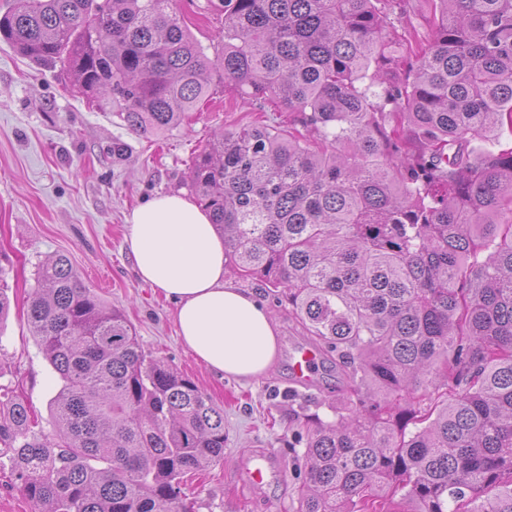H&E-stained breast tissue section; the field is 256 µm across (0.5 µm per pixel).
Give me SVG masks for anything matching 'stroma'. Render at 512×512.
Returning <instances> with one entry per match:
<instances>
[{"mask_svg": "<svg viewBox=\"0 0 512 512\" xmlns=\"http://www.w3.org/2000/svg\"><path fill=\"white\" fill-rule=\"evenodd\" d=\"M194 37L214 54L224 26L218 0H178ZM256 120L287 126L284 112H262L250 103L228 109L223 95L201 105L190 124L143 138L90 108L77 93L66 62L44 67L0 41V273L10 308L0 317V385L15 390L37 427L53 430L51 399L61 384L40 354L27 323V299L39 264L66 254L83 283L135 326L148 356L188 376L224 410V457L187 475L183 491L194 512H295L296 493L308 463L298 441L305 413L327 415L336 401V379L320 374L303 387L293 383L289 356L308 344L306 331L257 279L227 271L226 282L269 310L280 336V354L262 377L220 378L180 343L175 305L140 281L124 245L132 211L156 195L185 191L189 163L215 134ZM127 147L112 155L113 143ZM272 452L281 477L260 490L245 481L249 458Z\"/></svg>", "mask_w": 512, "mask_h": 512, "instance_id": "stroma-1", "label": "stroma"}]
</instances>
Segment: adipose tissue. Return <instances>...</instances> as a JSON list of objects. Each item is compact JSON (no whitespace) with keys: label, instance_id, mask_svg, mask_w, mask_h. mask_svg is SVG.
<instances>
[{"label":"adipose tissue","instance_id":"obj_1","mask_svg":"<svg viewBox=\"0 0 512 512\" xmlns=\"http://www.w3.org/2000/svg\"><path fill=\"white\" fill-rule=\"evenodd\" d=\"M126 243L139 278L175 302L177 333L198 361L222 377L268 372L278 354L276 326L265 307L225 282L224 240L186 194L137 207Z\"/></svg>","mask_w":512,"mask_h":512}]
</instances>
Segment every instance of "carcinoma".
Wrapping results in <instances>:
<instances>
[{"label":"carcinoma","instance_id":"obj_1","mask_svg":"<svg viewBox=\"0 0 512 512\" xmlns=\"http://www.w3.org/2000/svg\"><path fill=\"white\" fill-rule=\"evenodd\" d=\"M220 0L210 58L173 0H14L0 39L66 59L86 102L151 136L233 91L288 129L224 130L186 181L238 274L342 364L305 418L297 512H512V0ZM28 325L62 387L52 434L0 387V454L33 512H192L224 410L142 350L57 254Z\"/></svg>","mask_w":512,"mask_h":512}]
</instances>
